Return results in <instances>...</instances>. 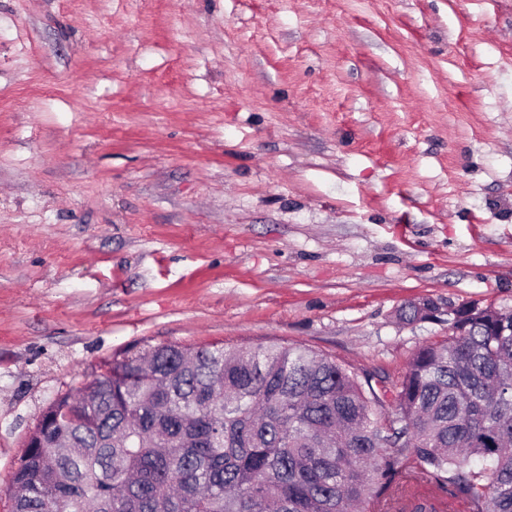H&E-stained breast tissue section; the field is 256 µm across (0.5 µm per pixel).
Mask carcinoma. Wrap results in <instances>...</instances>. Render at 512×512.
Returning a JSON list of instances; mask_svg holds the SVG:
<instances>
[{"label": "carcinoma", "instance_id": "carcinoma-1", "mask_svg": "<svg viewBox=\"0 0 512 512\" xmlns=\"http://www.w3.org/2000/svg\"><path fill=\"white\" fill-rule=\"evenodd\" d=\"M67 444L64 452L51 448ZM512 512V313L459 306L397 381L290 345L126 353L50 404L12 512Z\"/></svg>", "mask_w": 512, "mask_h": 512}]
</instances>
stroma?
<instances>
[{"mask_svg": "<svg viewBox=\"0 0 512 512\" xmlns=\"http://www.w3.org/2000/svg\"><path fill=\"white\" fill-rule=\"evenodd\" d=\"M470 302L512 311V0H0V512L127 350L395 380Z\"/></svg>", "mask_w": 512, "mask_h": 512, "instance_id": "1", "label": "stroma"}]
</instances>
